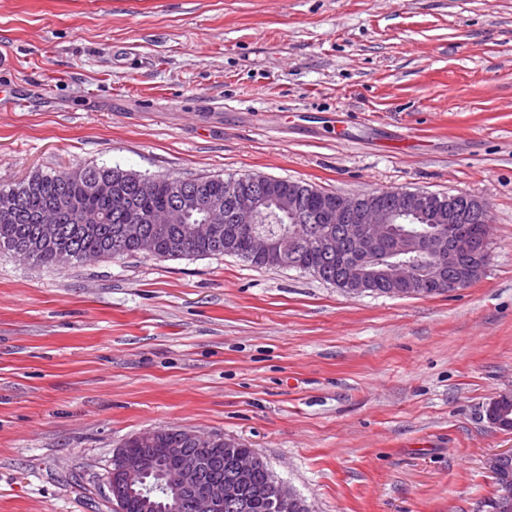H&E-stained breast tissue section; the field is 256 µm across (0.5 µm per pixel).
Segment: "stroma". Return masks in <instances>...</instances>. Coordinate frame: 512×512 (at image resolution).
<instances>
[{
  "instance_id": "1",
  "label": "stroma",
  "mask_w": 512,
  "mask_h": 512,
  "mask_svg": "<svg viewBox=\"0 0 512 512\" xmlns=\"http://www.w3.org/2000/svg\"><path fill=\"white\" fill-rule=\"evenodd\" d=\"M98 165L463 192L485 274L349 296L234 256L0 254V512H113L147 430L252 448L310 512H486L512 388V0H0V188Z\"/></svg>"
}]
</instances>
